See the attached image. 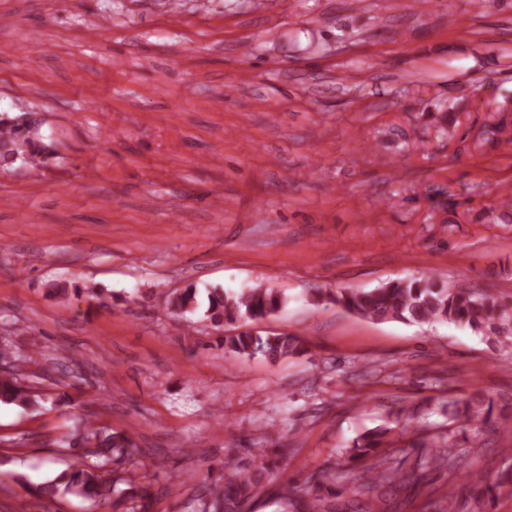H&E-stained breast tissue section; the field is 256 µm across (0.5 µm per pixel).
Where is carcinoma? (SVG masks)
I'll return each instance as SVG.
<instances>
[{
  "mask_svg": "<svg viewBox=\"0 0 512 512\" xmlns=\"http://www.w3.org/2000/svg\"><path fill=\"white\" fill-rule=\"evenodd\" d=\"M10 131L7 137L0 136V148L5 156L17 158L25 152L24 145L31 141L27 128L20 123L0 122V128ZM330 302L372 321L398 320L409 324H429L448 321L465 325L476 331H494L512 322V299L485 294L472 288L468 281L460 279L453 284L432 275H422L384 284L370 290L341 289L318 295L315 303ZM288 297L283 292L259 285L239 291L223 288H207L201 292L193 285L173 294L169 304L173 315L185 320L187 315L204 309V314L215 326L233 324L237 321L257 320L273 315L283 309ZM298 349L294 337L282 333L262 336L242 331L224 337V350L242 357L252 358L261 354L277 359L294 353ZM22 356L0 348V363L9 369L0 372V403L31 408L38 403L37 394L23 386L14 368ZM493 405L478 401L467 402L464 408L450 410L456 419L470 424L492 413ZM392 428L368 431L354 440V459L365 465L360 469L349 468L341 475H320L312 478L302 496L288 483H275L274 472L265 463H259L250 472H243L232 464L224 463V474L209 482L208 498L202 512H250L255 495L266 485L272 486L270 499L281 508V512H389L388 493L393 488L417 485L423 478L421 471L428 465L448 463V471L455 464L444 452L455 447L451 439L434 440L413 430L408 447L419 449L416 459L408 463L401 460L390 464L386 448L390 447ZM84 446L94 448L93 454L104 462L115 465L136 453L135 440L128 435L108 434L100 429L84 428L78 433ZM342 482L350 486L348 494L331 490L321 493L318 484L323 481ZM508 472H503L496 482L467 479L462 489L474 495V502L487 494H493L505 481ZM114 486L107 478L79 459L61 471L52 481L38 488L43 496H54L57 492L75 497L109 501Z\"/></svg>",
  "mask_w": 512,
  "mask_h": 512,
  "instance_id": "carcinoma-1",
  "label": "carcinoma"
}]
</instances>
